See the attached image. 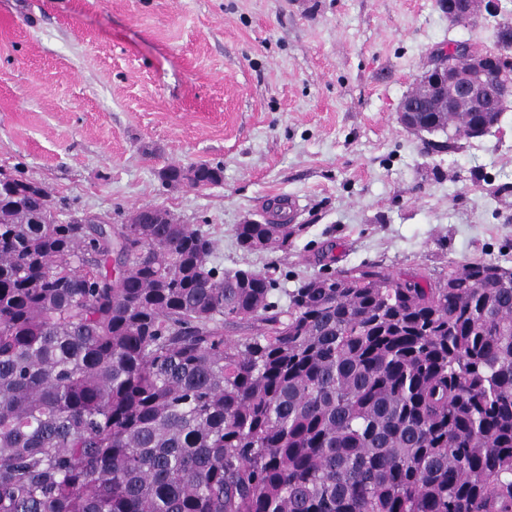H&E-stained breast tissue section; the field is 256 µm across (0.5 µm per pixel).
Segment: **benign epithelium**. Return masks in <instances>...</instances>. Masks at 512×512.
Returning a JSON list of instances; mask_svg holds the SVG:
<instances>
[{"mask_svg":"<svg viewBox=\"0 0 512 512\" xmlns=\"http://www.w3.org/2000/svg\"><path fill=\"white\" fill-rule=\"evenodd\" d=\"M479 2L442 0L440 5L448 13V22L457 25L476 14ZM448 54L464 58V66L437 63L426 71L416 91L399 103L397 120L409 130L433 133L437 128L425 119L430 112H481L483 123L467 130L473 137L481 136L498 122L503 103L499 92L486 85L484 78L488 72L503 68V63L512 57V40L500 42L494 51H483L465 42L453 44L449 51H437L442 58Z\"/></svg>","mask_w":512,"mask_h":512,"instance_id":"obj_1","label":"benign epithelium"}]
</instances>
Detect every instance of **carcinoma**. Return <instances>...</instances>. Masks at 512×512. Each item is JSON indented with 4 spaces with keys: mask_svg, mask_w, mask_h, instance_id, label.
<instances>
[{
    "mask_svg": "<svg viewBox=\"0 0 512 512\" xmlns=\"http://www.w3.org/2000/svg\"><path fill=\"white\" fill-rule=\"evenodd\" d=\"M164 214L61 222L0 170V512H512V268L340 270L281 306L277 267L212 266Z\"/></svg>",
    "mask_w": 512,
    "mask_h": 512,
    "instance_id": "cac0c4a2",
    "label": "carcinoma"
}]
</instances>
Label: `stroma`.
Returning <instances> with one entry per match:
<instances>
[{"instance_id": "stroma-1", "label": "stroma", "mask_w": 512, "mask_h": 512, "mask_svg": "<svg viewBox=\"0 0 512 512\" xmlns=\"http://www.w3.org/2000/svg\"><path fill=\"white\" fill-rule=\"evenodd\" d=\"M453 26L437 0H0V169L89 215L150 205L206 231L212 265L299 279L378 265L512 267V102L473 139L417 133L400 100L435 49L497 46L512 0ZM223 179L166 189L162 168ZM295 203L288 249L234 228ZM190 173L191 177L186 174ZM160 178L165 187L177 188L189 186L194 189H204L217 184L222 179V168L209 163L168 165L160 172Z\"/></svg>"}]
</instances>
